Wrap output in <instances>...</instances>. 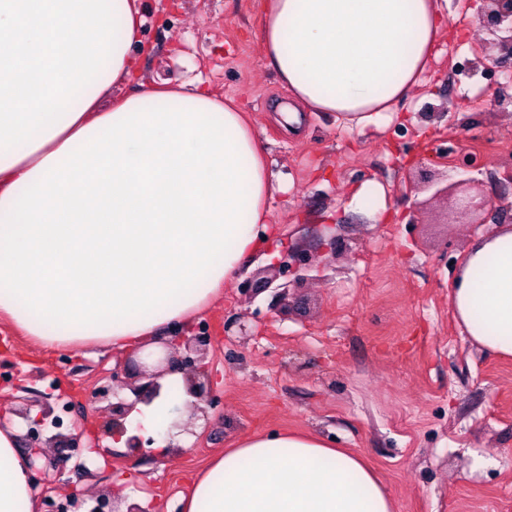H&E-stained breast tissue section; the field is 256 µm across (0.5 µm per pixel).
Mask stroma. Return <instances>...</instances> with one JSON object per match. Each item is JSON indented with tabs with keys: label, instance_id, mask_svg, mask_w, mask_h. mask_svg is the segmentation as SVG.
I'll return each instance as SVG.
<instances>
[{
	"label": "stroma",
	"instance_id": "35a3bbf8",
	"mask_svg": "<svg viewBox=\"0 0 512 512\" xmlns=\"http://www.w3.org/2000/svg\"><path fill=\"white\" fill-rule=\"evenodd\" d=\"M262 3L141 0L138 80L121 93L198 78L236 100L272 180L288 182L269 201L279 230L270 250L306 253L309 267L287 273L289 306L276 311L271 292L241 295L269 264L246 259L197 316L218 336L206 358L216 405L193 413L188 450L164 458L148 445L133 454L112 444V411L94 397L112 379L111 350L45 347L0 319V423L24 433L19 408L34 418L60 398L100 440L73 456L43 449L34 493L89 512L122 479L148 512H180L193 476L224 449L288 431L362 454L395 512H512V360L471 345L448 300L472 241L512 225V107L494 103L504 74L482 63L490 36L481 17L466 0H448L428 70L397 119L362 135L306 110L291 134L276 119L291 93L260 49ZM447 150L476 155L471 184L432 164ZM367 183L383 187L385 215L352 205ZM465 194L495 207L456 223L453 204ZM228 321L249 337L224 341Z\"/></svg>",
	"mask_w": 512,
	"mask_h": 512
}]
</instances>
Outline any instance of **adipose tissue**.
I'll list each match as a JSON object with an SVG mask.
<instances>
[{
	"label": "adipose tissue",
	"instance_id": "1",
	"mask_svg": "<svg viewBox=\"0 0 512 512\" xmlns=\"http://www.w3.org/2000/svg\"><path fill=\"white\" fill-rule=\"evenodd\" d=\"M441 0H264L261 48L292 93L280 115L365 132L416 85ZM139 0H0V317L60 349L158 354L163 325L209 306L271 240L273 185L246 115L192 82L100 110L134 79ZM450 304L479 348L512 359V226L475 239ZM132 425L170 424L183 379ZM28 461L0 430V512H35ZM181 512H395L356 452L311 434L240 440Z\"/></svg>",
	"mask_w": 512,
	"mask_h": 512
}]
</instances>
